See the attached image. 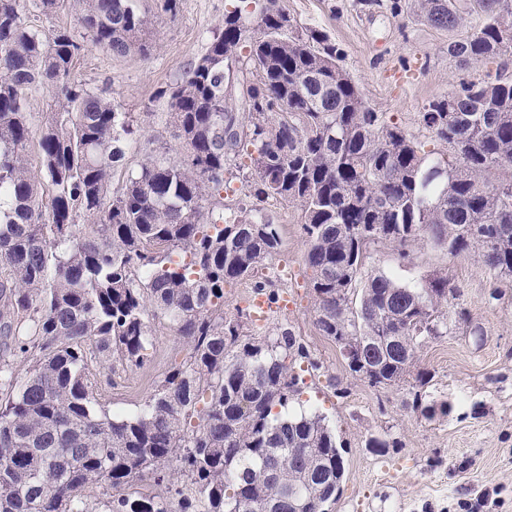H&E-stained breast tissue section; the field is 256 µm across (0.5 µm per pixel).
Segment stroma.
Instances as JSON below:
<instances>
[{"label":"stroma","instance_id":"stroma-1","mask_svg":"<svg viewBox=\"0 0 512 512\" xmlns=\"http://www.w3.org/2000/svg\"><path fill=\"white\" fill-rule=\"evenodd\" d=\"M392 0L368 7L359 0H279L298 26L327 34L342 50L341 65L368 105L386 113L411 138L433 149L434 137L419 114L429 101L447 95L461 80L495 75L497 62L459 69L448 53L451 42L481 26L478 14L462 26L436 29L402 8L392 13ZM156 18V46L150 55L117 57L86 44L75 59L72 77L106 89L120 111L132 113L139 130L140 154L182 160L175 130L167 124L165 101L156 89L181 82L189 63L206 51L221 32L224 14L234 8L258 12L259 0H180L176 17L161 11L158 0H137ZM225 193L226 206L257 209L278 224L282 244L271 260L283 266L289 285L274 283L276 296H287V312L265 324L246 321V334L270 336L279 326L291 327L320 367L303 372L293 413L325 416L342 444L345 474L331 512H459L463 500L485 499L480 512H512V280L496 279L483 267L477 250L458 258L430 242H421L411 262L401 263L393 245H378L373 269L396 274L414 284L421 275L447 274L461 288L463 304L483 330H465L426 343L418 367L430 370L426 389L431 399L447 402V415L432 419L413 411L410 382L378 388L346 372L336 345L314 325L313 296L305 267L300 210L284 201H259L241 192L240 180ZM154 341L141 368L117 378L100 403L118 416L136 413L173 367L189 353L186 340L167 321L154 322ZM395 441L378 456L367 448L370 436Z\"/></svg>","mask_w":512,"mask_h":512}]
</instances>
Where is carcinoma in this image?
<instances>
[{
    "label": "carcinoma",
    "instance_id": "obj_1",
    "mask_svg": "<svg viewBox=\"0 0 512 512\" xmlns=\"http://www.w3.org/2000/svg\"><path fill=\"white\" fill-rule=\"evenodd\" d=\"M415 3L440 28L481 14L448 45L461 68L512 57V0ZM66 7L106 52L152 48L154 20L134 0ZM59 10L0 0V512H328L342 445L322 415L289 413L296 364L318 363L291 329L256 338L243 332L249 313L224 316V285L252 279L265 292L254 273L281 245L278 225L244 207L213 216L225 175L247 158L254 197L300 207L314 324L349 372L373 387L411 377L413 409L446 414L422 391L418 350L481 327L448 276L409 286L368 264L379 244L408 262L427 240L453 258L476 248L512 278V74L463 80L425 106L421 123L445 148L436 157L367 104L326 34L299 28L278 0L254 16L236 7L183 81L155 93L187 160L144 156L114 192L134 120L71 78L75 32L29 19ZM38 87L50 119L36 128ZM157 318L189 356L136 414L114 417L96 392L142 367ZM148 471L165 494L134 490Z\"/></svg>",
    "mask_w": 512,
    "mask_h": 512
}]
</instances>
